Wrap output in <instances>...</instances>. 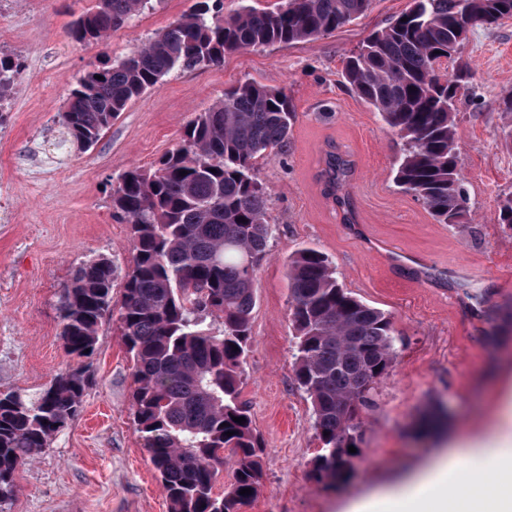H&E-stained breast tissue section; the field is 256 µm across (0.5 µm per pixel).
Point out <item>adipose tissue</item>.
<instances>
[{
    "instance_id": "1",
    "label": "adipose tissue",
    "mask_w": 512,
    "mask_h": 512,
    "mask_svg": "<svg viewBox=\"0 0 512 512\" xmlns=\"http://www.w3.org/2000/svg\"><path fill=\"white\" fill-rule=\"evenodd\" d=\"M491 436L466 437L400 488L364 501L401 512H512V391L498 400Z\"/></svg>"
}]
</instances>
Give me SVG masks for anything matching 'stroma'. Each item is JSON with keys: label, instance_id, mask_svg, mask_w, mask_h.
<instances>
[{"label": "stroma", "instance_id": "1", "mask_svg": "<svg viewBox=\"0 0 512 512\" xmlns=\"http://www.w3.org/2000/svg\"><path fill=\"white\" fill-rule=\"evenodd\" d=\"M194 0H155L101 42L69 38L92 0H0V56L22 73L0 115V392L29 395L74 367L60 335L62 287L83 261L132 260L128 224L112 209V185L127 168L152 169L172 150L194 113L250 81L286 90L297 113L285 154L261 158L272 235L258 272L252 343L241 370L240 401L261 442L263 478L239 512H353L397 486L430 459L445 433L486 429L512 381V230L499 224L512 196V21L471 34L448 68L467 65L456 101L459 169L469 218L439 224L395 183L402 140L351 91L345 60L411 0H371L342 28L291 44L250 48L219 66L175 70L132 101L99 142L80 153L60 146V117L79 77L124 57ZM348 160L351 207L332 202L330 155ZM383 241L432 263L416 283L373 252ZM323 252L343 288L393 321L397 359L358 415V446L346 480L311 476L320 449L312 408L295 382L289 317V257ZM80 413L16 477L0 512H169V503L131 411V363L117 317L106 318L87 362Z\"/></svg>", "mask_w": 512, "mask_h": 512}]
</instances>
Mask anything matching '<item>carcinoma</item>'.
<instances>
[{"instance_id": "cac0c4a2", "label": "carcinoma", "mask_w": 512, "mask_h": 512, "mask_svg": "<svg viewBox=\"0 0 512 512\" xmlns=\"http://www.w3.org/2000/svg\"><path fill=\"white\" fill-rule=\"evenodd\" d=\"M251 2L240 0L226 13L223 0H196L140 48L80 77L61 115L63 141L88 150L130 102L175 69L220 65L241 50L333 32L363 15L371 0H283L274 10ZM147 3L93 0L72 22L70 36L99 41ZM468 9L472 29H488L512 15V0H468ZM458 16V0H412L344 68L351 90L405 139L395 183L440 224L467 217L451 100L464 69L442 68V60L457 54ZM21 71V63L0 58V97ZM295 117L285 90L244 82L196 114L177 148L154 168H129L112 187V209L130 225L134 251L119 308L132 362L134 425L170 512H237L260 484L261 445L239 402L257 271L270 234L268 193L256 161L286 152ZM347 173L344 161L330 159L331 185ZM116 277L112 260L98 257L80 263L63 286L61 336L72 357L94 355ZM287 277L298 338L295 377L310 399L321 443L312 477L334 482L348 476L357 457L348 450L357 446V410L395 362L392 322L346 291L317 249L298 250ZM210 318L223 329L214 331ZM87 386L83 373L72 370L34 396L0 393V504L15 492L17 473L78 415ZM226 448L234 457L233 482L217 495ZM243 488L251 494H240Z\"/></svg>"}]
</instances>
